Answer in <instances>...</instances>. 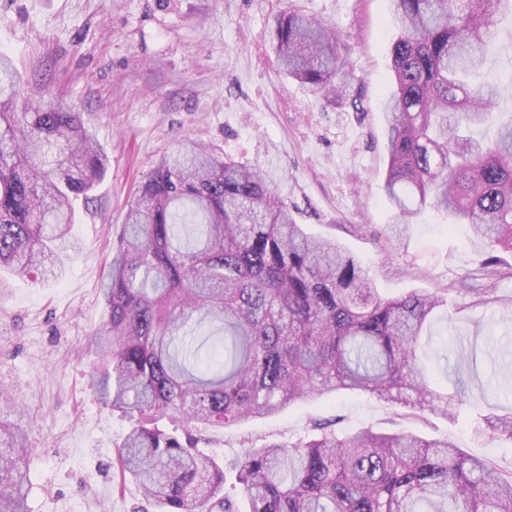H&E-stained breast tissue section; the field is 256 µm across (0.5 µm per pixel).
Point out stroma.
Here are the masks:
<instances>
[{
	"label": "stroma",
	"mask_w": 512,
	"mask_h": 512,
	"mask_svg": "<svg viewBox=\"0 0 512 512\" xmlns=\"http://www.w3.org/2000/svg\"><path fill=\"white\" fill-rule=\"evenodd\" d=\"M339 31L365 109L331 102L289 79L271 49L284 8ZM390 0H0V51L21 74L78 103L110 159L73 235L80 255L60 281H15L0 297V415L29 433L32 512H147L121 482L115 450L132 422L91 388L100 288L112 243L153 161L181 140L236 162L277 164L279 192L305 233L356 255L381 294L413 290L447 303L421 353L449 391L453 418L360 393L299 400L265 417L202 432L217 459L244 446L293 442L314 423L446 437L512 469V440L479 436L480 416L512 409V253L488 246L438 212L410 224L392 250L383 191L388 157L383 99L390 88Z\"/></svg>",
	"instance_id": "obj_1"
}]
</instances>
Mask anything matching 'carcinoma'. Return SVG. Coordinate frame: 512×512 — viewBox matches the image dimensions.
I'll list each match as a JSON object with an SVG mask.
<instances>
[{
	"label": "carcinoma",
	"instance_id": "carcinoma-1",
	"mask_svg": "<svg viewBox=\"0 0 512 512\" xmlns=\"http://www.w3.org/2000/svg\"><path fill=\"white\" fill-rule=\"evenodd\" d=\"M397 37L384 100V192L402 223L443 211L512 253V114L480 76L512 0H391ZM335 27L298 10L275 17L283 70L325 98L351 99ZM21 76L0 53V294L49 281L76 252L75 203L108 156L70 101L41 89L17 112ZM92 339L93 387L134 420L117 450L124 478L159 512H512V470L446 438L361 428L249 447L219 462L201 430L291 403L363 393L452 417L455 396L419 355L444 296H382L361 261L296 224L271 167L242 166L191 141L152 165L121 225ZM479 435L512 440V411ZM27 435L0 419V512H29ZM233 473V490L226 472Z\"/></svg>",
	"mask_w": 512,
	"mask_h": 512
}]
</instances>
